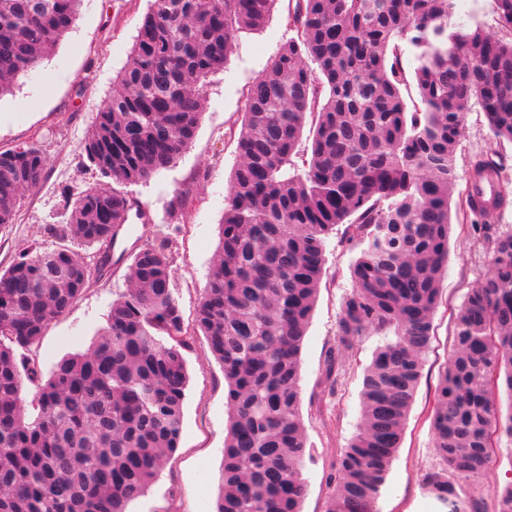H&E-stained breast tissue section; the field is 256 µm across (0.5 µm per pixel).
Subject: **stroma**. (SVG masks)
Masks as SVG:
<instances>
[{
  "label": "stroma",
  "mask_w": 512,
  "mask_h": 512,
  "mask_svg": "<svg viewBox=\"0 0 512 512\" xmlns=\"http://www.w3.org/2000/svg\"><path fill=\"white\" fill-rule=\"evenodd\" d=\"M288 4L289 0H278L263 30L239 34L224 71L207 82L204 113L191 146L170 168L128 186L130 198L149 220L133 217L123 225L110 258L93 274L82 297L49 324L35 355L42 372L92 344L106 324L113 300L129 286L133 252L160 234L171 240L174 296L185 323H193L219 248L224 196L238 162L230 134L241 127L247 86L289 37L282 20ZM149 7L150 0H81L73 30L33 77L20 78L12 93L0 98V151L34 142L48 158L44 182L25 193L15 223L0 231V269L23 251L50 246L47 227L65 223L71 195L101 183L84 155V138L127 61ZM496 148L483 112L472 109L456 153L453 200L467 192L471 160ZM180 193L187 195V205L177 216H169L168 204ZM477 221L472 215L452 226L424 376L378 499V512L439 510L422 491L420 480L436 463L431 432L434 390L451 348L454 317L469 289L489 273L473 230ZM358 254L343 242L341 233L328 238L325 274L301 353L300 414L307 440L302 512H327L333 466L360 425L364 370L383 342L380 336L368 335L346 351L341 386L328 394L326 355L337 341L343 299L353 287L350 269ZM184 356L189 382L178 447L130 512H215L227 435V385L204 337H195Z\"/></svg>",
  "instance_id": "35a3bbf8"
}]
</instances>
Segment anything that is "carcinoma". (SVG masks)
I'll return each instance as SVG.
<instances>
[{
  "label": "carcinoma",
  "instance_id": "obj_1",
  "mask_svg": "<svg viewBox=\"0 0 512 512\" xmlns=\"http://www.w3.org/2000/svg\"><path fill=\"white\" fill-rule=\"evenodd\" d=\"M78 2L0 0V98L72 29ZM277 2L151 0L84 139L108 182L79 193L67 223L49 226L55 247L0 270V512H128L178 447L184 351L196 336L228 387L216 512H302L301 352L326 240L340 225L360 252L327 356L328 391L358 338L383 344L364 372L362 423L336 461L328 512H376L440 302L465 114L479 107L493 137L512 143V37L449 29L454 0H295L285 18L292 36L246 91L239 162L193 327L174 297L169 240L159 237L132 255L130 288L88 349L45 378L28 356L90 282L88 254L73 244H112L132 209L124 187L190 147L207 80ZM402 41L420 61L411 76ZM412 81L418 101L409 105L402 87ZM309 122L300 171L293 157ZM503 166V156L482 155L472 176ZM46 169L36 143L0 152V229ZM478 234L490 272L456 314L431 423L439 463L422 478L446 512H486L478 479L493 443L512 438V232L483 224ZM26 381L36 385L30 409ZM490 495L493 512H512V484Z\"/></svg>",
  "mask_w": 512,
  "mask_h": 512
}]
</instances>
